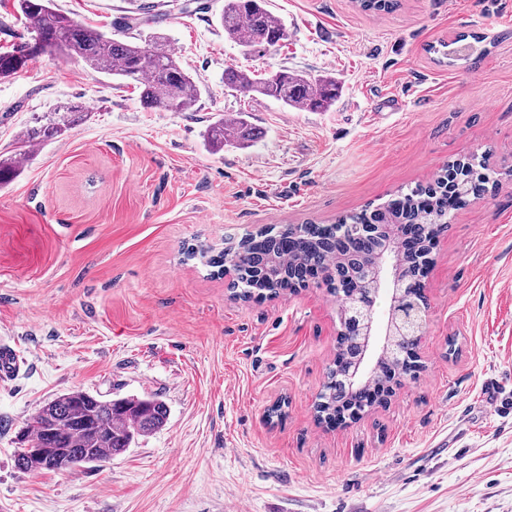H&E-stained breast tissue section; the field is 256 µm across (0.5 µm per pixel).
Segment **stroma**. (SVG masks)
<instances>
[{
  "mask_svg": "<svg viewBox=\"0 0 512 512\" xmlns=\"http://www.w3.org/2000/svg\"><path fill=\"white\" fill-rule=\"evenodd\" d=\"M55 3L112 35L150 8L140 36L167 37L201 95L148 111L133 85L49 54L0 78L1 155L38 115L89 108L0 188V336L21 365L0 379V512H512V177L436 241L419 370L344 425L314 414L338 298L242 301L182 254L331 223L454 159L512 166V0H268L288 37L250 55L224 36V0ZM460 34L479 36L476 64L438 53ZM231 65L335 79L336 101L245 96L224 86ZM240 112L261 138L209 147ZM76 389L157 397L167 422L100 466L18 470L25 421Z\"/></svg>",
  "mask_w": 512,
  "mask_h": 512,
  "instance_id": "1",
  "label": "stroma"
}]
</instances>
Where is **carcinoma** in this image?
<instances>
[{
  "instance_id": "cac0c4a2",
  "label": "carcinoma",
  "mask_w": 512,
  "mask_h": 512,
  "mask_svg": "<svg viewBox=\"0 0 512 512\" xmlns=\"http://www.w3.org/2000/svg\"><path fill=\"white\" fill-rule=\"evenodd\" d=\"M364 12L389 13L399 0H354ZM31 38H19L0 52V76H10L42 53L77 59L90 68L131 80L139 90L141 104L167 112H186L197 101L196 80L181 66L179 56L167 48L163 38L151 44L135 36L114 38L74 21L61 13L54 0H18ZM224 37L249 50L274 45L284 37L282 21L267 8V0H224L220 18ZM224 87L242 93L272 98L295 109L318 111L336 100V82L311 79L282 70L279 79L261 77L246 70L224 69ZM88 115L81 102L69 103L35 118L34 125L18 135L21 152L0 159V185L16 173L18 161L31 148L62 135ZM261 137L260 131L239 116L229 122L216 121L209 129L212 145L221 148L234 142L245 146ZM496 172L468 159L448 162L427 185L400 190L373 209L340 215L333 224H290L272 232L268 229L241 238L223 253L210 255L188 247L185 259L200 258L209 267L234 265L240 277L230 286L243 301H262L284 291H296L309 282L322 283L329 292L350 295L365 284L351 272L373 259L386 243L384 226L412 224L416 246L412 250L394 247L399 273L414 285L410 295L398 294L397 304L411 305L421 298V275L427 272L431 240L448 228L451 212L467 205L496 185ZM359 346L339 335L334 368L329 370L323 391L315 405L316 417L332 422L336 417L357 418L365 411L352 404L345 388L336 387V371L357 365ZM399 371L395 363L383 360L376 368L375 381L393 383ZM167 420V409L156 398L106 399L82 389L62 394L43 405L26 420L24 437L28 447L15 456L23 471L60 472L81 464L105 463L124 453L135 438L154 432Z\"/></svg>"
}]
</instances>
